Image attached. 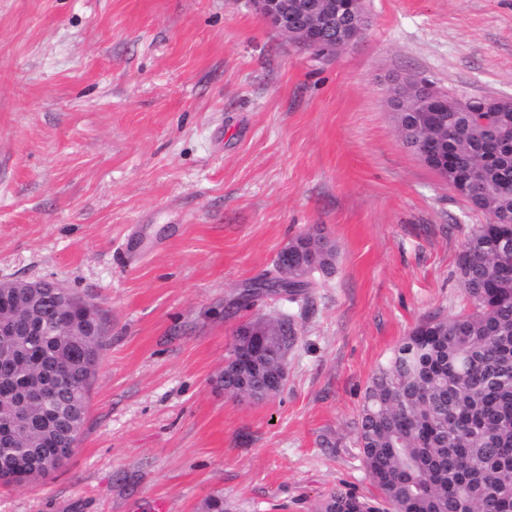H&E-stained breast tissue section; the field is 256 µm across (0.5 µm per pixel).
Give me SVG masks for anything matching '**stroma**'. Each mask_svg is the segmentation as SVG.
<instances>
[{
    "mask_svg": "<svg viewBox=\"0 0 512 512\" xmlns=\"http://www.w3.org/2000/svg\"><path fill=\"white\" fill-rule=\"evenodd\" d=\"M333 58L250 0H0V279L98 306L79 444L0 512H316L373 497L366 385L419 323L467 309L472 210L403 143L389 79L512 97V0H365ZM336 246L306 295L229 313L298 234ZM288 318L272 399L224 393L235 329Z\"/></svg>",
    "mask_w": 512,
    "mask_h": 512,
    "instance_id": "stroma-1",
    "label": "stroma"
}]
</instances>
